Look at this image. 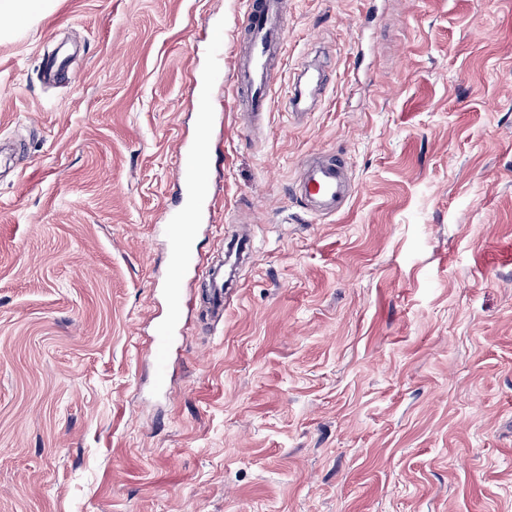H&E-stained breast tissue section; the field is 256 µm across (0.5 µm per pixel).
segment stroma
<instances>
[{
	"label": "stroma",
	"mask_w": 512,
	"mask_h": 512,
	"mask_svg": "<svg viewBox=\"0 0 512 512\" xmlns=\"http://www.w3.org/2000/svg\"><path fill=\"white\" fill-rule=\"evenodd\" d=\"M287 26L253 131L243 0L0 20V512H512V0H288ZM196 71L214 218L160 366ZM324 150L355 192L311 220ZM245 231L216 324L203 268Z\"/></svg>",
	"instance_id": "stroma-1"
}]
</instances>
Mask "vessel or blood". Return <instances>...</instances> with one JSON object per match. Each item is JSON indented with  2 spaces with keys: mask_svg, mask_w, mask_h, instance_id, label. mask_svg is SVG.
Wrapping results in <instances>:
<instances>
[{
  "mask_svg": "<svg viewBox=\"0 0 512 512\" xmlns=\"http://www.w3.org/2000/svg\"><path fill=\"white\" fill-rule=\"evenodd\" d=\"M246 3L247 52L242 64L235 68L234 93L240 114L246 122L252 123L267 113L270 93L278 79L275 56L286 37V0H246ZM213 128L212 114L200 113L196 137L178 144L177 179L183 186L184 204L179 211L165 217L164 230L169 239L171 257L168 314L157 324L150 347L151 356L159 363L163 362L184 314V274L197 264L192 240L204 213L209 210L207 172L213 148ZM347 167L348 162L343 155L328 151L315 154L305 163L300 192L311 214L331 216L344 208L352 196ZM226 286L224 266L219 264L210 269L208 310L214 316L224 314Z\"/></svg>",
  "mask_w": 512,
  "mask_h": 512,
  "instance_id": "b4317fda",
  "label": "vessel or blood"
}]
</instances>
